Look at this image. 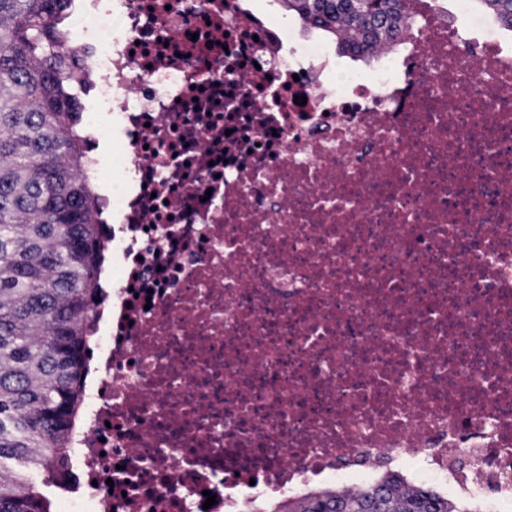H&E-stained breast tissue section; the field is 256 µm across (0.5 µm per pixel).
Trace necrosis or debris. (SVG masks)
I'll return each instance as SVG.
<instances>
[{"label": "necrosis or debris", "mask_w": 512, "mask_h": 512, "mask_svg": "<svg viewBox=\"0 0 512 512\" xmlns=\"http://www.w3.org/2000/svg\"><path fill=\"white\" fill-rule=\"evenodd\" d=\"M411 14L336 81L252 0H78L112 224L72 512H243L389 468L512 503V37L468 0Z\"/></svg>", "instance_id": "obj_1"}]
</instances>
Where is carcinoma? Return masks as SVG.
I'll list each match as a JSON object with an SVG mask.
<instances>
[{
    "label": "carcinoma",
    "mask_w": 512,
    "mask_h": 512,
    "mask_svg": "<svg viewBox=\"0 0 512 512\" xmlns=\"http://www.w3.org/2000/svg\"><path fill=\"white\" fill-rule=\"evenodd\" d=\"M71 0H0V512H53L24 479L65 487L107 252L88 135L71 111L82 59L66 41ZM354 61L398 44L404 0H283ZM512 31V0H471ZM299 512H481L390 476L299 498Z\"/></svg>",
    "instance_id": "obj_1"
}]
</instances>
